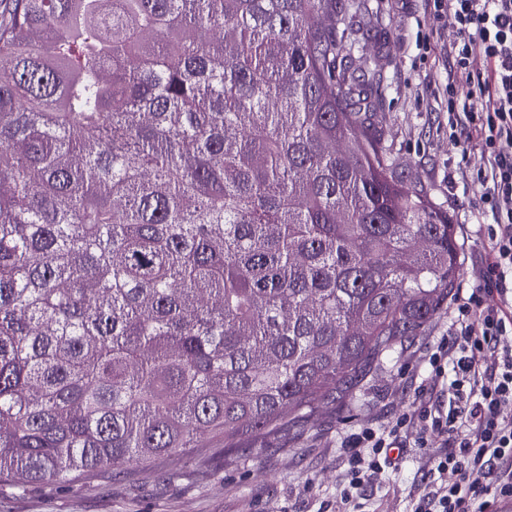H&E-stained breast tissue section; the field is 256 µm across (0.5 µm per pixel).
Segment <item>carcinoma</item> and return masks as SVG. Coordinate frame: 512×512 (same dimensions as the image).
<instances>
[{
	"label": "carcinoma",
	"instance_id": "cac0c4a2",
	"mask_svg": "<svg viewBox=\"0 0 512 512\" xmlns=\"http://www.w3.org/2000/svg\"><path fill=\"white\" fill-rule=\"evenodd\" d=\"M362 8L0 0V481L303 429L446 309Z\"/></svg>",
	"mask_w": 512,
	"mask_h": 512
}]
</instances>
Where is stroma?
I'll use <instances>...</instances> for the list:
<instances>
[{"label": "stroma", "instance_id": "stroma-1", "mask_svg": "<svg viewBox=\"0 0 512 512\" xmlns=\"http://www.w3.org/2000/svg\"><path fill=\"white\" fill-rule=\"evenodd\" d=\"M357 24L374 34L356 50L380 54L386 77L374 127L416 188L457 226L463 269L453 296L462 298L480 280L493 220L479 202L478 150L461 162L448 139L444 49L452 31L430 18L428 0H367ZM452 322V312H443L398 360L367 377L344 408L317 417L300 434L269 437L264 447L228 460L189 448L67 485L44 483L22 493L0 487V512H334L344 437L416 409L420 387L431 381L428 355ZM426 464L425 455L405 448L396 466L367 487L363 512H411Z\"/></svg>", "mask_w": 512, "mask_h": 512}]
</instances>
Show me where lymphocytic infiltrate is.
Listing matches in <instances>:
<instances>
[{"label": "lymphocytic infiltrate", "instance_id": "f902f5d3", "mask_svg": "<svg viewBox=\"0 0 512 512\" xmlns=\"http://www.w3.org/2000/svg\"><path fill=\"white\" fill-rule=\"evenodd\" d=\"M434 20L454 37L448 67L464 79L465 101L448 98L449 139L469 158L479 148V200L494 224L485 249L482 284L457 306L450 336L429 357L448 380L447 400L395 417L344 441L340 512H358L367 485L393 468L392 451L412 443L430 455L434 488L413 512H493L512 501V0H431Z\"/></svg>", "mask_w": 512, "mask_h": 512}]
</instances>
